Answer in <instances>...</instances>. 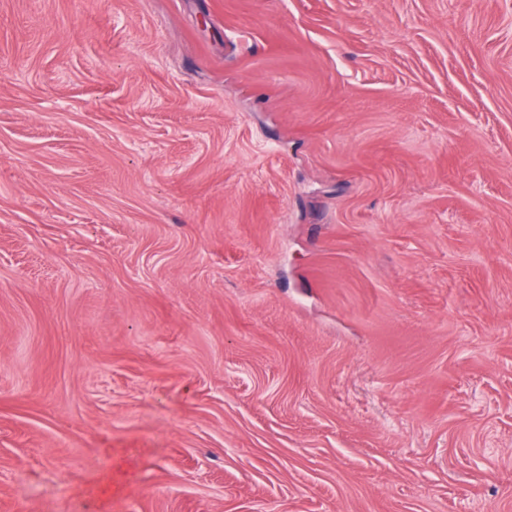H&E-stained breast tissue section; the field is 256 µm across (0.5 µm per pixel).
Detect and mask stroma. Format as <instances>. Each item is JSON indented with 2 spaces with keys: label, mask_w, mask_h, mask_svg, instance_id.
<instances>
[{
  "label": "stroma",
  "mask_w": 512,
  "mask_h": 512,
  "mask_svg": "<svg viewBox=\"0 0 512 512\" xmlns=\"http://www.w3.org/2000/svg\"><path fill=\"white\" fill-rule=\"evenodd\" d=\"M0 512H512V0H0Z\"/></svg>",
  "instance_id": "stroma-1"
}]
</instances>
